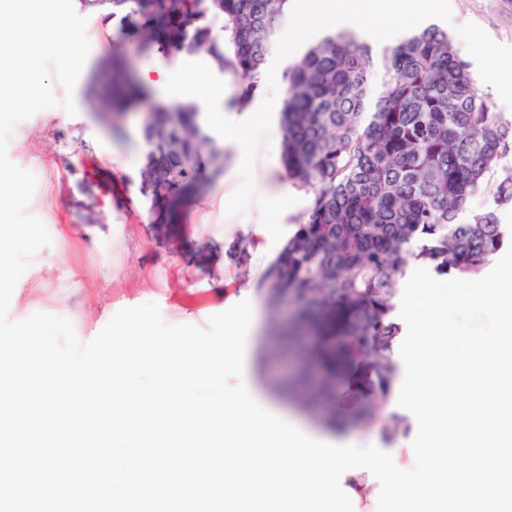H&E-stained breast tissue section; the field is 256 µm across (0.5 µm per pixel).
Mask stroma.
Listing matches in <instances>:
<instances>
[{"label": "stroma", "mask_w": 512, "mask_h": 512, "mask_svg": "<svg viewBox=\"0 0 512 512\" xmlns=\"http://www.w3.org/2000/svg\"><path fill=\"white\" fill-rule=\"evenodd\" d=\"M455 24L474 22L498 43L512 45V0H450ZM87 19L90 52L74 88L76 115L55 107L18 123L8 141V157L31 171L37 186L28 214L45 225L50 246L40 250L18 280L8 318L20 321L42 312L69 319L81 342L92 340L122 308L156 303L166 324L207 328L209 318L242 301L259 310L251 336L256 386L270 403L315 432L322 425L277 396L274 384L294 377L303 367L302 344L271 331L272 319L286 320L287 308L270 315L257 283L279 252L261 223L257 203L244 212L227 214V203L242 182L240 146L223 141L224 168L205 194L187 203L180 223L162 230L153 224L140 190L144 161L142 110L124 115L105 128L88 103L94 79L120 52L135 77L161 66L182 64L183 56L158 47L142 49L137 32L140 15L90 9L74 0ZM282 132L271 124L253 162L254 191L267 195L280 181ZM245 238L252 247L245 265L228 255L233 241ZM370 375L367 363L352 366L336 388L327 410L354 414L363 404ZM416 428L392 440L376 431L346 428L364 445L387 450L402 469L415 463L411 443Z\"/></svg>", "instance_id": "obj_1"}]
</instances>
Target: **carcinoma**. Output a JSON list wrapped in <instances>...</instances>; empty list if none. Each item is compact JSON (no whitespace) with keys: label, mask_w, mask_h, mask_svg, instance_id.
Segmentation results:
<instances>
[{"label":"carcinoma","mask_w":512,"mask_h":512,"mask_svg":"<svg viewBox=\"0 0 512 512\" xmlns=\"http://www.w3.org/2000/svg\"><path fill=\"white\" fill-rule=\"evenodd\" d=\"M286 0H112L145 19L147 49L178 55L185 42L203 48L243 86V106L258 88L272 36L287 20ZM280 110L284 179L307 197L263 274L270 302L302 300L280 332L298 339L306 324L316 337L310 358L326 363L320 387L297 380L303 404L336 391L340 373L370 360L371 397L352 417L392 439L409 420L390 410L397 365L392 350L403 327L393 299L416 263L439 276L479 275L504 246L497 210L512 204V119L480 92L448 32L431 25L379 46L343 29L326 35L283 72ZM151 100L124 60L113 57L90 105L112 117ZM143 137L148 151L141 182L161 224H177L183 201L218 172L215 141L195 105H150ZM483 196L476 208L470 200Z\"/></svg>","instance_id":"1"}]
</instances>
